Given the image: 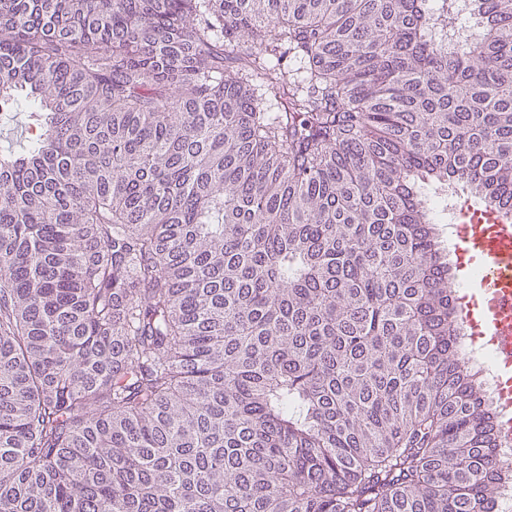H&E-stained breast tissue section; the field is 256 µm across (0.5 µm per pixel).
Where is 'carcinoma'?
<instances>
[{
	"mask_svg": "<svg viewBox=\"0 0 512 512\" xmlns=\"http://www.w3.org/2000/svg\"><path fill=\"white\" fill-rule=\"evenodd\" d=\"M0 0V512H497L432 192L512 201V0ZM30 123L27 112H11L3 116L0 119V148L20 150L28 147L34 136Z\"/></svg>",
	"mask_w": 512,
	"mask_h": 512,
	"instance_id": "cac0c4a2",
	"label": "carcinoma"
}]
</instances>
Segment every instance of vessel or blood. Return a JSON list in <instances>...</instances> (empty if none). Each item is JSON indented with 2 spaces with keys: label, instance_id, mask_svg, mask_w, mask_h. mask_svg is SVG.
I'll return each mask as SVG.
<instances>
[{
  "label": "vessel or blood",
  "instance_id": "vessel-or-blood-1",
  "mask_svg": "<svg viewBox=\"0 0 512 512\" xmlns=\"http://www.w3.org/2000/svg\"><path fill=\"white\" fill-rule=\"evenodd\" d=\"M464 250L480 257L476 286L487 300L473 321L475 335L489 337L497 362L512 383V213L487 211L480 224L463 227Z\"/></svg>",
  "mask_w": 512,
  "mask_h": 512
}]
</instances>
